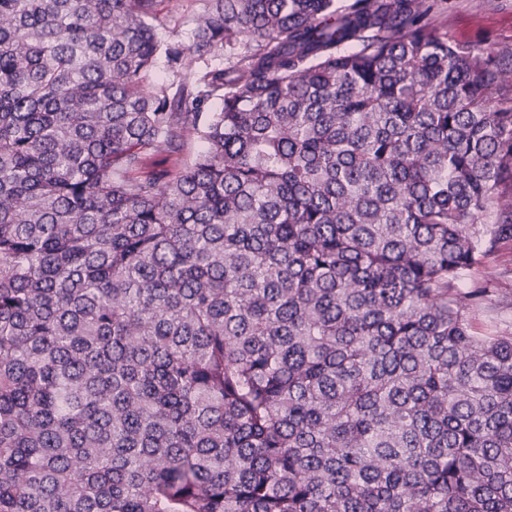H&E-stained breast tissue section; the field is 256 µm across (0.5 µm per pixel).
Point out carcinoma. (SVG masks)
<instances>
[{
  "label": "carcinoma",
  "mask_w": 512,
  "mask_h": 512,
  "mask_svg": "<svg viewBox=\"0 0 512 512\" xmlns=\"http://www.w3.org/2000/svg\"><path fill=\"white\" fill-rule=\"evenodd\" d=\"M167 2L0 0V512H512V49ZM491 280L494 296L479 311L477 325L486 334L512 332V243L499 246L472 271L468 286Z\"/></svg>",
  "instance_id": "carcinoma-1"
}]
</instances>
